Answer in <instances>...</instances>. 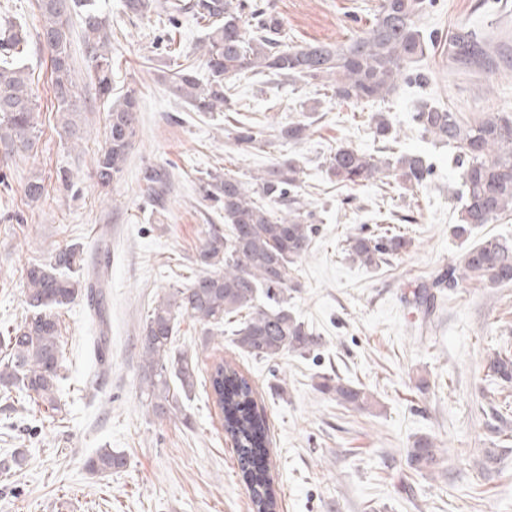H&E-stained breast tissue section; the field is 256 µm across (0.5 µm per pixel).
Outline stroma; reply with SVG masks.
Instances as JSON below:
<instances>
[{
    "label": "stroma",
    "mask_w": 512,
    "mask_h": 512,
    "mask_svg": "<svg viewBox=\"0 0 512 512\" xmlns=\"http://www.w3.org/2000/svg\"><path fill=\"white\" fill-rule=\"evenodd\" d=\"M284 24L286 43L341 44L363 31L379 0H266ZM111 33L116 91L135 90L139 122L124 172L102 190L94 163L106 146L107 106L87 74L81 26L71 27L72 79L80 130L66 135L54 104L50 53L39 39L38 0H0V24H26L29 86L37 126L30 149H0V332L26 316L27 266L59 247L78 243L87 266L105 265L103 319L86 299L60 312L64 378L56 407L24 394L0 398V512H248V498L224 421L207 382L216 361L234 365L254 384L266 408L272 442L268 462L279 512H512V383L490 376L493 352H512V285L466 281L438 292L433 310L417 306L411 286L458 263L468 242L454 237L460 171L448 148L422 136L416 106L434 102L473 118L512 107V38L491 45L496 70L462 71L442 46L459 28L512 30V0H431L419 20L433 39L385 100L346 104L321 97L315 84L267 76L234 79L237 118L276 128L317 107L320 120L301 144L269 139L235 151L224 114L191 111L170 95L175 40L198 63L204 31L191 17L177 26L155 12L134 18L123 0H102ZM388 113L401 130L398 150L425 155L433 166L420 186L331 183L324 163L347 143L378 153L370 126ZM306 172L301 194L315 214V233L295 266L288 305L316 336L307 356L269 361L243 353L230 337L206 333L194 319L178 320L174 345L197 364L192 399L177 416L158 417L146 405L138 337L158 296L198 272L209 229L223 213L201 204L206 174L229 168L242 179L281 157ZM164 179L150 201L144 176ZM40 175L46 193L29 200L24 186ZM411 238L390 263L367 268L343 253L347 236L383 227ZM109 349L107 370L94 354ZM333 373L364 388L372 405L343 407L317 390ZM421 435L444 448L435 474L409 464L407 450ZM125 455L124 468L90 473L98 449Z\"/></svg>",
    "instance_id": "stroma-1"
}]
</instances>
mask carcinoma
<instances>
[{"mask_svg": "<svg viewBox=\"0 0 512 512\" xmlns=\"http://www.w3.org/2000/svg\"><path fill=\"white\" fill-rule=\"evenodd\" d=\"M429 0H380L377 13L361 34L332 46L310 43L294 46L280 39L282 21L255 0H162L160 8L173 24L190 15L206 26L201 46L202 67L207 78L192 65L177 66L171 75L173 94L192 111L203 114L230 112L234 106L229 78L246 73H267L279 80L319 82L323 96L339 103H368L390 95L398 78L424 59L429 44L418 21ZM83 28L85 59L96 93L110 97L112 57L109 35L98 0H39L40 38L50 51L51 77L62 129L71 134L77 127L74 108L77 93L71 77L70 26L72 15ZM484 36L467 29L448 44V55L464 63L483 56ZM23 28H0V145L14 152L28 148L35 132V103L28 77L20 61L27 52ZM107 147L97 157L98 185L108 188L124 171L136 135L139 100L135 90L112 99L108 109ZM373 136L390 143L399 133L384 114L372 117ZM414 122L422 135L451 148L462 169L464 203L457 238L473 228L512 214V109L484 112L464 119L452 108L429 103L419 106ZM312 122H290L277 137L298 144L310 136ZM267 128L242 121L231 132L239 150L266 143ZM330 180L347 187L365 186L392 175L404 185H419L431 174L421 154L379 156L341 144L326 161ZM304 170L288 158L244 182L233 171L207 173L202 200L224 212V231L208 233L198 254L202 267L187 284L158 297L146 316L140 336L142 378L147 405L156 414H175L190 398L196 379L191 356L174 350L177 319L187 315L208 331L234 322L233 343L253 357L276 360L288 354L304 356L319 345L288 307V293L296 288L295 264L309 249L314 233L312 213L299 195ZM345 252L365 267L398 257L412 244L401 232H360L346 239ZM80 246L55 250L46 263H33L25 272L24 298L28 314L17 326L0 336V393L6 400L18 392L52 407L57 403L64 354L59 311L78 298L92 297L94 315L103 318L102 285L106 271L89 270L80 264ZM466 280L491 285L512 284V240L496 235L483 237L468 249L461 261L422 284L413 295L431 306L433 288H454ZM492 375L512 381V357L496 353L488 362ZM214 403L224 420V433L232 442L238 468L246 484L252 512H278V499L268 464L269 424L265 407L251 380L229 363H215L209 374ZM317 388L344 407L364 409L368 394L323 374ZM443 449L430 436H420L409 450L412 468L433 472L442 464ZM126 465L125 456L101 448L87 459L93 474H109Z\"/></svg>", "mask_w": 512, "mask_h": 512, "instance_id": "1", "label": "carcinoma"}]
</instances>
